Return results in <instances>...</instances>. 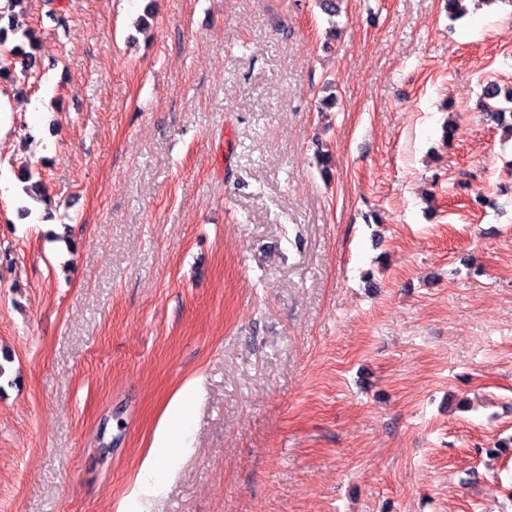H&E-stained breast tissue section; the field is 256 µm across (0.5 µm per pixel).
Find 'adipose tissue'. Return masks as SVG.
Wrapping results in <instances>:
<instances>
[{
	"label": "adipose tissue",
	"instance_id": "adipose-tissue-1",
	"mask_svg": "<svg viewBox=\"0 0 512 512\" xmlns=\"http://www.w3.org/2000/svg\"><path fill=\"white\" fill-rule=\"evenodd\" d=\"M195 400V393L187 392L182 394L172 404L162 432L141 473V489L143 493H157L163 490L165 479L160 475L156 462L158 458L166 453L172 435H179L182 449H190L192 442L190 440L187 420Z\"/></svg>",
	"mask_w": 512,
	"mask_h": 512
}]
</instances>
